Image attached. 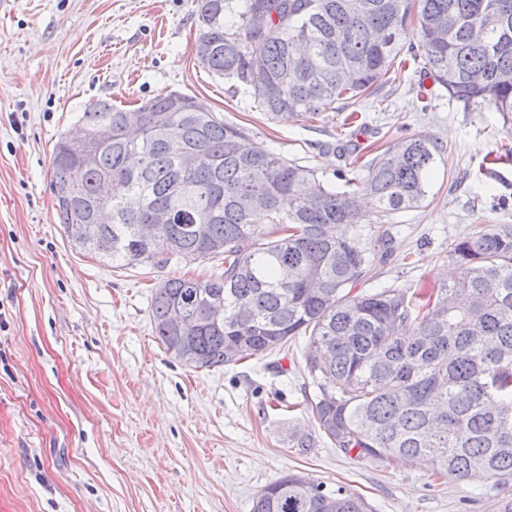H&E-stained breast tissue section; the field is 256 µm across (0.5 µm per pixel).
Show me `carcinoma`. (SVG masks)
I'll return each mask as SVG.
<instances>
[{
    "mask_svg": "<svg viewBox=\"0 0 512 512\" xmlns=\"http://www.w3.org/2000/svg\"><path fill=\"white\" fill-rule=\"evenodd\" d=\"M419 2L423 70L468 107L512 117V0H196L200 63L233 82L234 93L275 119L318 116L372 94L401 51L412 2ZM258 58L254 83L248 61ZM126 110L100 100L81 113L83 135L60 138L52 159L59 223L91 224L77 246L128 265L218 258L207 279L171 277L152 297L155 336L186 364L171 313L198 322L194 371L281 349L306 336L305 369L319 395L320 436L340 451L385 461L426 462L456 481L512 486V226L491 224L455 243L448 283L354 290L366 268L394 252L388 224L367 242L357 198L378 212L418 207L438 147L412 137L364 164L360 184L336 191L316 170L252 145L241 127L197 98L161 93ZM163 115L169 129L153 126ZM112 142L99 144V127ZM138 200L131 208L128 201ZM109 210L108 223L99 220ZM157 210L172 222L143 236ZM204 224L196 234L192 225ZM269 226L261 231V226ZM219 297L224 315H209ZM252 512H372L359 494L298 474L267 485Z\"/></svg>",
    "mask_w": 512,
    "mask_h": 512,
    "instance_id": "obj_1",
    "label": "carcinoma"
}]
</instances>
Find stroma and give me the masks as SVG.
<instances>
[{
  "label": "stroma",
  "mask_w": 512,
  "mask_h": 512,
  "mask_svg": "<svg viewBox=\"0 0 512 512\" xmlns=\"http://www.w3.org/2000/svg\"><path fill=\"white\" fill-rule=\"evenodd\" d=\"M194 0H0V512H251L296 473L363 496L372 512H501L486 482L343 453L316 437L309 339L209 371L167 355L154 336L153 288L207 278L211 262L166 267L102 260L72 245L51 175L60 136L108 100L131 109L168 91L203 99L254 145L316 170L333 189L415 136L439 155L422 204L390 217L397 250L367 267L363 289L438 283L452 244L512 224V120L463 108L419 65L390 69L375 96L318 117L270 120L196 56Z\"/></svg>",
  "instance_id": "1"
}]
</instances>
